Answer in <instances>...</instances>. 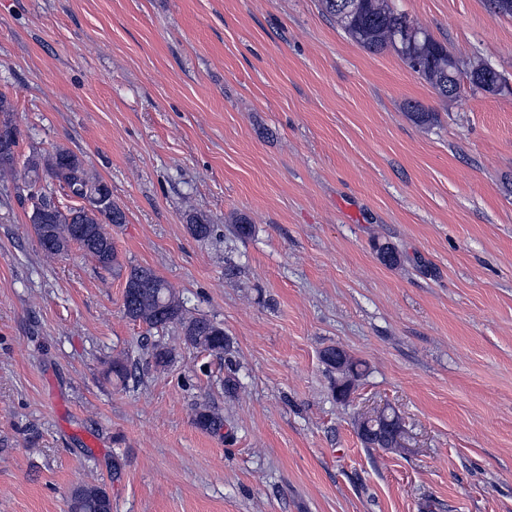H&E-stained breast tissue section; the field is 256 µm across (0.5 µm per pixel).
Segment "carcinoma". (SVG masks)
Segmentation results:
<instances>
[{"instance_id":"carcinoma-1","label":"carcinoma","mask_w":512,"mask_h":512,"mask_svg":"<svg viewBox=\"0 0 512 512\" xmlns=\"http://www.w3.org/2000/svg\"><path fill=\"white\" fill-rule=\"evenodd\" d=\"M322 10L351 40L367 51L378 54L394 52L414 73L423 78L437 93L456 97L460 93L461 70L456 59L448 58V48L435 40L426 29L398 10L393 0H355L356 7L347 10L345 0H320ZM488 69L475 63L467 73L472 85L487 91L486 83L501 84L502 78L494 74L487 78L481 72ZM12 105L0 94V175L14 168L18 130L12 119ZM27 177L34 185L44 179L58 183L65 195L77 199L106 196L104 203L93 210L81 206L61 209L54 192L40 189V211L30 215V223L41 248L50 255H64L75 244L95 265L104 271L121 275L124 265L112 243L109 226L125 223L124 211L112 201V189L104 181L93 177L85 161L73 151L59 147L51 153L34 152L27 161ZM189 230L199 241L210 239L214 225L202 215L189 217ZM123 309L127 318L142 322L150 329L179 326L186 344L202 348L217 356L230 350L224 329L215 322L189 314L184 299L152 269L129 266L123 293ZM324 362L336 370L332 392L336 400L345 402L354 381L362 375L361 363L345 351L329 347L323 353ZM196 425L216 431L224 426V417L203 406L196 412ZM401 427L400 416L391 411L372 420L371 427L358 421V435L367 447L395 448L394 432ZM69 512H112L107 492L98 486H80L70 497Z\"/></svg>"}]
</instances>
